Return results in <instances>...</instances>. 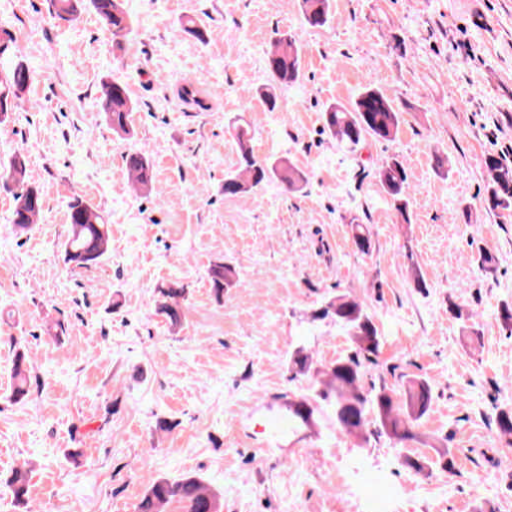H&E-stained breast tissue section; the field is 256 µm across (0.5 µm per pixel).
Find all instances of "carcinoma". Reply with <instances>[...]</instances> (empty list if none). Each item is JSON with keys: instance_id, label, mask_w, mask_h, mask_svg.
Wrapping results in <instances>:
<instances>
[{"instance_id": "obj_1", "label": "carcinoma", "mask_w": 512, "mask_h": 512, "mask_svg": "<svg viewBox=\"0 0 512 512\" xmlns=\"http://www.w3.org/2000/svg\"><path fill=\"white\" fill-rule=\"evenodd\" d=\"M89 5L104 21L112 36V48L121 51L131 31L130 16L124 0H88ZM52 13L69 21L82 7V0H51ZM302 17L310 27H322L331 17L330 0H302ZM12 36L0 39V116L14 110L17 101L29 90L32 73L11 49ZM302 47L291 35L277 39L266 56V69L271 83L259 91L270 112L278 110L277 89L298 84L303 78ZM101 111L105 113L112 131L120 136H132L131 113L135 109L127 88L112 80L101 84ZM324 129L345 147L356 151L367 139L391 141L396 138L402 122V113L374 84L365 85L347 106L330 103L322 111ZM232 139L236 147V169L224 176V195L233 197L248 193L267 182H277L285 190H297L306 181V175L287 158L259 161L252 149V129L246 123H234ZM128 178L139 190L148 189L153 182V166L144 154L132 151L125 158ZM484 194L482 202L489 212L512 207V162L500 155L489 153L483 161ZM0 175L21 187L14 195L12 224L20 233H27L42 212L43 196L40 188L25 183L26 159L16 154L9 165L0 169ZM391 208L402 223L411 222V195L408 169L404 160L396 155L376 171ZM69 231L63 244V259L77 268H90L102 261L111 244V229L102 212L80 195L70 197L67 203ZM352 240L363 254L372 247L371 234L364 224L351 225ZM208 279L216 300L224 298V289L236 284L235 270L216 261L208 270ZM161 295L157 313L172 328L182 324L184 286L171 282L158 288ZM453 318L473 336L478 335L474 315L460 304L448 305ZM333 320L354 344L353 352L345 357L317 367L305 349L292 353L291 363L295 375L322 379L323 387H311L313 394L302 395L288 401V427L298 428L310 423L318 407L331 409L336 426L347 434L367 442L368 437H386L393 443L416 441L417 428L433 403V388L422 376L390 367L397 375L399 389L382 383L365 385L369 365L375 363L382 336L373 316L359 301L346 294L329 298L315 310L312 320ZM12 399L22 402L31 395V375L25 352L18 350L13 360ZM499 435L512 444V408H502L495 414ZM28 473L17 469L6 480L15 502L23 512H33L29 504ZM173 500L183 504L184 512H220V502L200 482L191 476L177 481L166 478L154 480L137 512H163Z\"/></svg>"}]
</instances>
